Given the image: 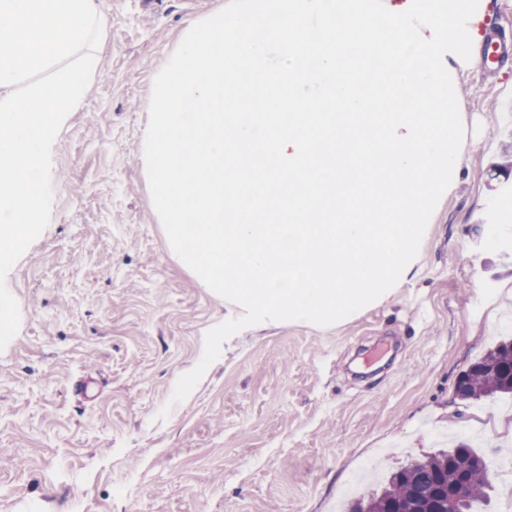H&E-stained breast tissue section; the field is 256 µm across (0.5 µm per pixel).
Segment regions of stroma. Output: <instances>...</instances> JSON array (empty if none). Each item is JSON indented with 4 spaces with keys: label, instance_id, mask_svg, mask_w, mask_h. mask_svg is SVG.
Instances as JSON below:
<instances>
[{
    "label": "stroma",
    "instance_id": "35a3bbf8",
    "mask_svg": "<svg viewBox=\"0 0 512 512\" xmlns=\"http://www.w3.org/2000/svg\"><path fill=\"white\" fill-rule=\"evenodd\" d=\"M97 2L111 27L54 147L51 220L6 277L21 324L0 351V512H336L372 492L366 468L453 433L486 461L480 512H503L512 397L463 401L455 385L512 321V234L488 241L512 64L456 68L467 166L398 303L243 330L174 405L228 309L168 251L138 147L188 21L228 0Z\"/></svg>",
    "mask_w": 512,
    "mask_h": 512
}]
</instances>
